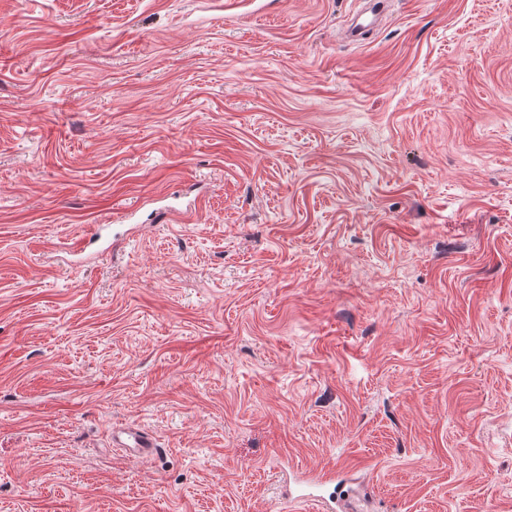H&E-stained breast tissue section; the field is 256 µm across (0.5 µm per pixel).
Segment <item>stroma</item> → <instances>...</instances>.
I'll use <instances>...</instances> for the list:
<instances>
[{"label":"stroma","mask_w":512,"mask_h":512,"mask_svg":"<svg viewBox=\"0 0 512 512\" xmlns=\"http://www.w3.org/2000/svg\"><path fill=\"white\" fill-rule=\"evenodd\" d=\"M363 5L0 0V512H512V0ZM112 447L132 457H147L158 452L154 437L133 424L112 428Z\"/></svg>","instance_id":"obj_1"}]
</instances>
